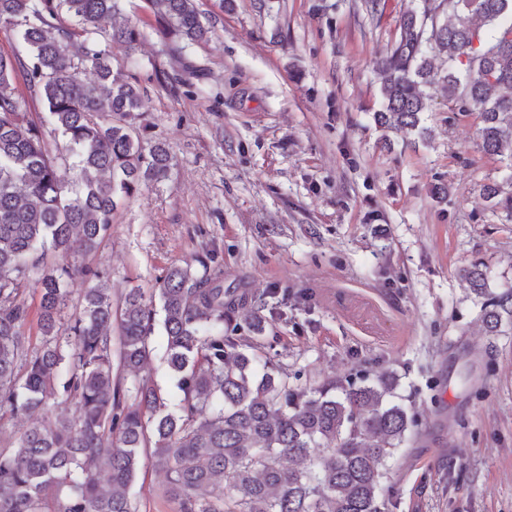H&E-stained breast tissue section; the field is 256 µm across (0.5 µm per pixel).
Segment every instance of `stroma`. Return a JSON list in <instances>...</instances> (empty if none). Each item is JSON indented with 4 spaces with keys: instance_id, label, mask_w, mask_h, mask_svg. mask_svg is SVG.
Masks as SVG:
<instances>
[{
    "instance_id": "1",
    "label": "stroma",
    "mask_w": 512,
    "mask_h": 512,
    "mask_svg": "<svg viewBox=\"0 0 512 512\" xmlns=\"http://www.w3.org/2000/svg\"><path fill=\"white\" fill-rule=\"evenodd\" d=\"M352 2L198 0L217 33L183 46L147 0H121L144 37L111 44L112 62L173 160L85 261L118 298L207 259L194 273L273 307L257 352L303 384L398 374L421 433L388 463L397 512H512V319L489 335L463 276L480 263L490 288L512 286V223L482 194L512 172L482 152L479 113L438 84L429 137L380 148L374 62L411 2L386 0L374 21ZM165 487L142 461L139 512H181Z\"/></svg>"
}]
</instances>
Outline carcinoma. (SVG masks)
<instances>
[{"instance_id": "cac0c4a2", "label": "carcinoma", "mask_w": 512, "mask_h": 512, "mask_svg": "<svg viewBox=\"0 0 512 512\" xmlns=\"http://www.w3.org/2000/svg\"><path fill=\"white\" fill-rule=\"evenodd\" d=\"M149 2L188 43L212 34L196 0ZM118 13L119 0H0V31L21 45L0 49V419H32L0 451V512H49L50 495L63 490L54 512H137L129 491L146 456L182 512H393L387 461L420 428L393 401V372L290 385L285 369L259 366L253 352L266 329L262 306L245 308L246 297L217 277L172 265L157 297L132 288L114 302L104 271L47 265L50 252L96 251L119 202L171 165L169 146L140 122L139 86L113 65L111 43L133 51L143 36ZM438 52L448 56L445 71L433 64ZM375 67L380 128L425 134L426 88L441 84L459 111L480 113L483 151L512 168V0L410 8ZM20 84L48 117L29 112ZM483 195L512 218V193L491 184ZM74 276L92 286L64 323ZM464 277L482 299L486 330L497 332L512 316V288L489 291L478 265ZM31 283L38 346L24 332ZM158 310L181 392L173 405L148 370ZM242 329L250 335H236Z\"/></svg>"}]
</instances>
